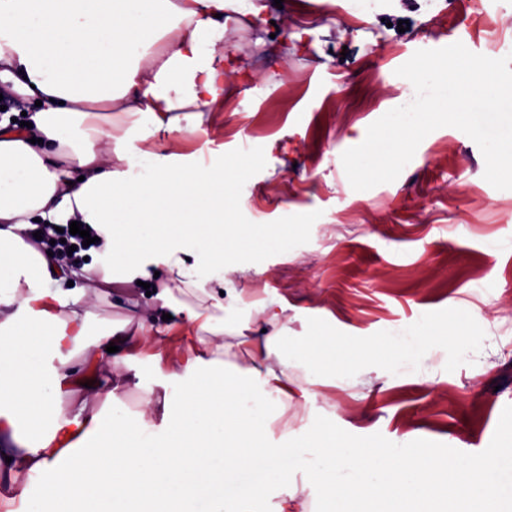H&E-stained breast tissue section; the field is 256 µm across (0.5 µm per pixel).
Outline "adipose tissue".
<instances>
[{"instance_id":"1","label":"adipose tissue","mask_w":512,"mask_h":512,"mask_svg":"<svg viewBox=\"0 0 512 512\" xmlns=\"http://www.w3.org/2000/svg\"><path fill=\"white\" fill-rule=\"evenodd\" d=\"M258 14L254 0H0V86L25 105L28 121L17 130L0 119V485L21 474L40 484V497L19 491L26 512H41L47 499L81 501L84 512L188 499L197 512H213L217 490L241 512H264L263 491L273 482L283 489L276 512H306L308 490L339 504L387 496L412 512H433L446 489L467 512H497L512 494L511 455L480 472L465 461L447 471L431 449L342 442L335 424L312 418L316 374L340 381L370 374L366 357L386 348L408 368L432 344L456 347L460 328L384 336L342 365L336 352L349 337L316 332L288 341L280 311L263 297L244 301L229 276L226 259L240 239L224 231L234 188L223 161H171L183 136L203 133L206 113L224 109L225 24ZM112 110L126 118L122 134L84 132L93 113ZM143 141L152 150H141ZM37 220L91 225L104 245L90 265L64 266L26 242ZM158 270L223 310L212 333L235 338L249 357L235 376L212 374L229 348L193 334L202 311L169 309L162 290L154 298L170 319L134 310V330L87 340L86 288L99 298L112 282L148 281ZM174 330L181 336L167 377L176 395L144 387L139 396L141 407L160 411L163 436L129 411L108 420L58 411L55 399L70 384L116 403L128 383L82 375L76 355L89 350L105 369L125 366L139 346L167 341ZM110 344L117 352H107ZM297 367L305 378L294 376ZM294 399L306 411L302 425L269 447L273 407ZM339 463L359 471V481L332 479ZM442 470L444 485L436 478Z\"/></svg>"}]
</instances>
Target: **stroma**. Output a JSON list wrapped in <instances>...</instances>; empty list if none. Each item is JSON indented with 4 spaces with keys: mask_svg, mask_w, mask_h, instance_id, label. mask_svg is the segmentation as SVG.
<instances>
[{
    "mask_svg": "<svg viewBox=\"0 0 512 512\" xmlns=\"http://www.w3.org/2000/svg\"><path fill=\"white\" fill-rule=\"evenodd\" d=\"M256 4L273 23L224 27L232 59L251 80L238 84L209 135L182 150L186 162L195 152L231 161L250 151L230 220L288 230V248L245 256L262 275L235 274L237 287L265 289L294 336L311 325L368 341L423 324L441 332L466 315L457 351L437 346L421 360L446 373L441 383L405 381L373 396L375 377L355 375L319 390L339 406L341 438L492 464L507 448L502 429L512 426V358L491 361L487 343L512 340V190L485 180L479 147L453 127L427 135L395 181L365 191L351 187L341 155L413 100V85L396 70L416 51L460 41L504 57L512 44L495 41L492 29L512 25V12L480 17L462 0L467 22L455 27L436 18L430 0H288L280 13L274 0ZM306 14L311 35L285 46L274 39ZM141 293L137 283H113L90 308L88 337L124 324Z\"/></svg>",
    "mask_w": 512,
    "mask_h": 512,
    "instance_id": "stroma-1",
    "label": "stroma"
}]
</instances>
